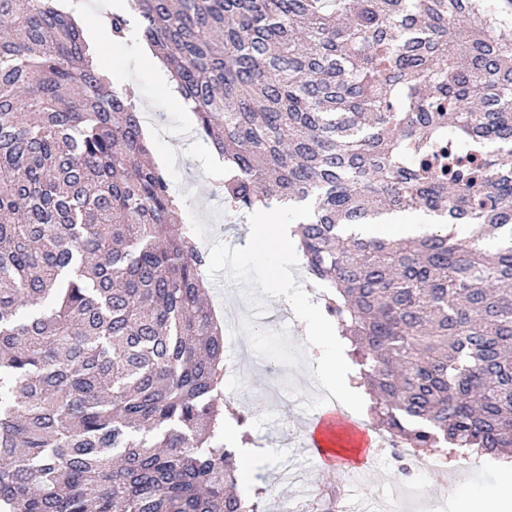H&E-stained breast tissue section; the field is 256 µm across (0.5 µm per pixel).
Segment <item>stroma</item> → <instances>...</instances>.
<instances>
[{
	"label": "stroma",
	"instance_id": "obj_1",
	"mask_svg": "<svg viewBox=\"0 0 512 512\" xmlns=\"http://www.w3.org/2000/svg\"><path fill=\"white\" fill-rule=\"evenodd\" d=\"M102 39L112 82L134 90L151 159L170 176L183 219L209 256V301L224 322L223 392L247 418L250 457L239 492L263 488L259 512H295L318 491L344 496L350 512H461L464 496L512 480V457L427 455L397 462L390 449L377 447L357 484L305 448L306 424L328 405L320 377L324 348L303 334L306 321L322 318L310 277L300 262L274 277L275 256L244 258L249 225L217 192L216 151L196 134L194 113L173 106L168 83L153 72L152 55L138 38L118 42L106 30ZM449 475L456 488L446 500L438 489Z\"/></svg>",
	"mask_w": 512,
	"mask_h": 512
}]
</instances>
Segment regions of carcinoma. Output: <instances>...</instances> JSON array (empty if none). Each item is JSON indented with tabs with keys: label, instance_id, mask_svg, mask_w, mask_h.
I'll list each match as a JSON object with an SVG mask.
<instances>
[{
	"label": "carcinoma",
	"instance_id": "1",
	"mask_svg": "<svg viewBox=\"0 0 512 512\" xmlns=\"http://www.w3.org/2000/svg\"><path fill=\"white\" fill-rule=\"evenodd\" d=\"M70 0H0V512H256L236 492L207 254ZM512 0H129L224 157L294 230L412 452L512 448ZM484 138L496 150H469ZM436 218L406 239L355 233ZM469 245L457 240L459 230Z\"/></svg>",
	"mask_w": 512,
	"mask_h": 512
}]
</instances>
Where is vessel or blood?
<instances>
[{"label":"vessel or blood","instance_id":"vessel-or-blood-1","mask_svg":"<svg viewBox=\"0 0 512 512\" xmlns=\"http://www.w3.org/2000/svg\"><path fill=\"white\" fill-rule=\"evenodd\" d=\"M307 445L324 462L354 474L362 468L373 440L363 426L345 419L330 406L311 419Z\"/></svg>","mask_w":512,"mask_h":512}]
</instances>
